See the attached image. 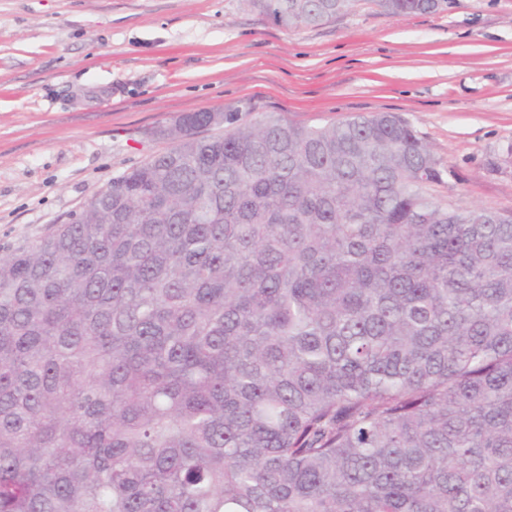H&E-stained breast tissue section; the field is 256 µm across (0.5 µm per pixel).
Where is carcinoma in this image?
Listing matches in <instances>:
<instances>
[{"label":"carcinoma","instance_id":"obj_1","mask_svg":"<svg viewBox=\"0 0 512 512\" xmlns=\"http://www.w3.org/2000/svg\"><path fill=\"white\" fill-rule=\"evenodd\" d=\"M155 134L0 257V512H512V216L396 113Z\"/></svg>","mask_w":512,"mask_h":512}]
</instances>
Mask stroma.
<instances>
[{
	"label": "stroma",
	"mask_w": 512,
	"mask_h": 512,
	"mask_svg": "<svg viewBox=\"0 0 512 512\" xmlns=\"http://www.w3.org/2000/svg\"><path fill=\"white\" fill-rule=\"evenodd\" d=\"M305 124L394 112L459 207L512 211V0L284 28L244 0H0V256L168 151L178 115Z\"/></svg>",
	"instance_id": "1"
}]
</instances>
